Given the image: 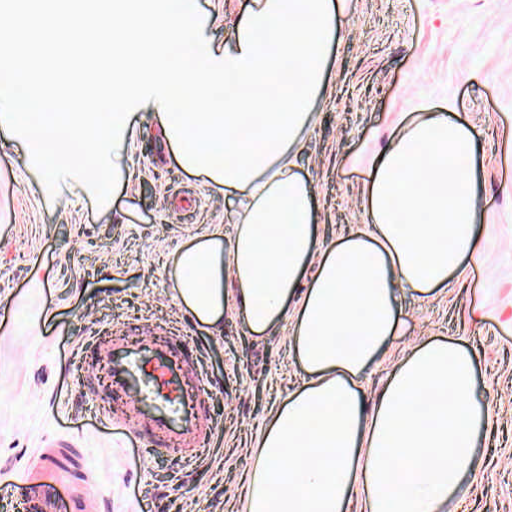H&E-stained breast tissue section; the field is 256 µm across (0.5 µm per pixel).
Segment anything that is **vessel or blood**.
Listing matches in <instances>:
<instances>
[{
    "mask_svg": "<svg viewBox=\"0 0 512 512\" xmlns=\"http://www.w3.org/2000/svg\"><path fill=\"white\" fill-rule=\"evenodd\" d=\"M86 384L104 391L106 419L138 452L176 451L197 458L217 425L209 412L199 355L185 337L163 328L129 327L96 337L84 352ZM20 512H73V487L84 479L67 440L49 441L30 460Z\"/></svg>",
    "mask_w": 512,
    "mask_h": 512,
    "instance_id": "vessel-or-blood-1",
    "label": "vessel or blood"
}]
</instances>
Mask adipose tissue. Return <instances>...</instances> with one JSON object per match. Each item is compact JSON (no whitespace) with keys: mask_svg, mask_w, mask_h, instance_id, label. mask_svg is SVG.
<instances>
[{"mask_svg":"<svg viewBox=\"0 0 512 512\" xmlns=\"http://www.w3.org/2000/svg\"><path fill=\"white\" fill-rule=\"evenodd\" d=\"M345 0H254L230 45L216 46L191 0H63L55 26L78 45L89 18L114 46L152 30L151 57L129 54L50 138L28 118L50 103L57 76L20 84L19 58L0 50V126L24 142L52 188L81 180L106 195L130 143L134 111L153 113L179 163L237 194L232 242L223 226L181 250L172 290L204 324L233 299L249 331L289 322L304 376L255 444L242 488L245 512H444L493 402L477 386L470 354L452 341L414 348L367 407L358 384L405 324L400 291L427 294L459 269L483 227L479 146L462 122L431 113L380 159L363 198L371 223L328 245L314 234L313 187L288 162L325 79ZM91 141V162L72 144ZM222 145V157L210 148ZM312 283L298 286L304 275ZM296 307H289V300Z\"/></svg>","mask_w":512,"mask_h":512,"instance_id":"ef3b65f1","label":"adipose tissue"}]
</instances>
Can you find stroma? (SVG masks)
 I'll list each match as a JSON object with an SVG mask.
<instances>
[{"label":"stroma","instance_id":"obj_1","mask_svg":"<svg viewBox=\"0 0 512 512\" xmlns=\"http://www.w3.org/2000/svg\"><path fill=\"white\" fill-rule=\"evenodd\" d=\"M214 43L227 44L253 0H193ZM324 87L292 152L318 197V238L365 222L362 190L377 158L426 114L460 116L486 134L480 211L493 235L430 298L400 296L406 325L364 385L376 399L420 340H456L499 406L467 475L471 512H512V0H348ZM109 205L88 190L59 195L0 127V512H14L27 460L45 441L72 439L87 473L75 495L94 512H244L240 479L299 369L290 328L252 334L233 307L210 333L172 297L175 254L215 225L232 240L234 195L184 170L148 112ZM468 333H461L462 320ZM155 323L199 350L218 433L200 459L138 457L103 427L100 393L83 387L80 344L126 324Z\"/></svg>","mask_w":512,"mask_h":512}]
</instances>
